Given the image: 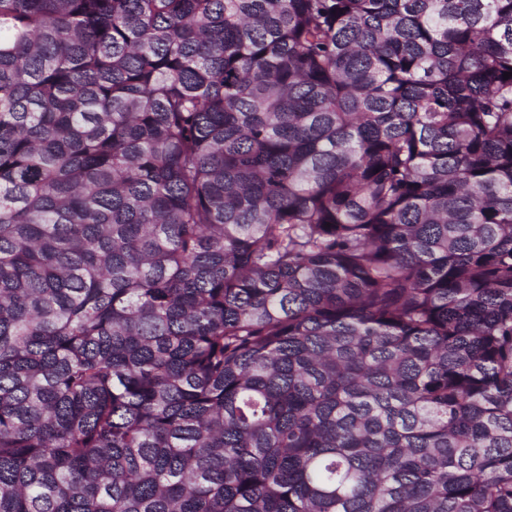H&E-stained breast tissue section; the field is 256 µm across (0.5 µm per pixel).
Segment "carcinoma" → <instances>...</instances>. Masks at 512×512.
<instances>
[{"label": "carcinoma", "mask_w": 512, "mask_h": 512, "mask_svg": "<svg viewBox=\"0 0 512 512\" xmlns=\"http://www.w3.org/2000/svg\"><path fill=\"white\" fill-rule=\"evenodd\" d=\"M512 0H0V512H512Z\"/></svg>", "instance_id": "cac0c4a2"}]
</instances>
